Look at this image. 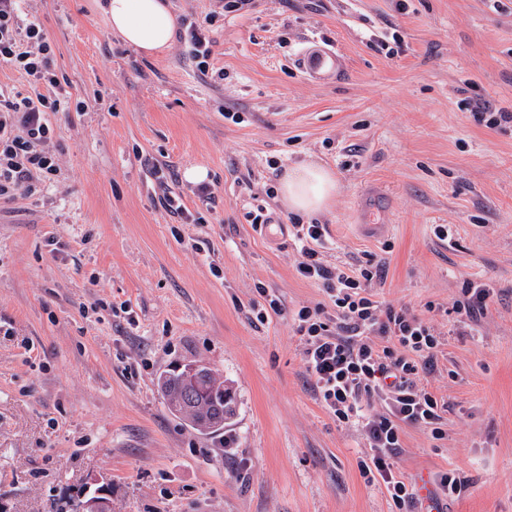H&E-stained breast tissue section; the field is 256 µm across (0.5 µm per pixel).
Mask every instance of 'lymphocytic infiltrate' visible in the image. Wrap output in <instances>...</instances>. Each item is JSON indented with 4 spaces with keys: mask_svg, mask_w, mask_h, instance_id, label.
Masks as SVG:
<instances>
[{
    "mask_svg": "<svg viewBox=\"0 0 512 512\" xmlns=\"http://www.w3.org/2000/svg\"><path fill=\"white\" fill-rule=\"evenodd\" d=\"M50 53L39 22L20 18L19 0H0V63L25 74L30 84L52 90L48 96H32L0 88L1 199L34 195L36 178L57 174L55 160L45 149L53 136L48 113L69 105L85 109L84 102H71L51 71ZM326 233L322 224L294 227L299 275L321 284L334 306L330 315L306 306L296 313L303 361L322 407L338 423L357 425L364 432L368 452L359 462L363 478L383 483L397 512H408L419 488L397 475L394 459L403 426L426 428L438 440L445 436L447 402L416 382L420 373L437 368L441 341L425 320L403 308H381L374 300L371 287L383 280L382 264H325L320 249ZM375 400L382 402V412H369Z\"/></svg>",
    "mask_w": 512,
    "mask_h": 512,
    "instance_id": "lymphocytic-infiltrate-1",
    "label": "lymphocytic infiltrate"
}]
</instances>
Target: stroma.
I'll return each instance as SVG.
<instances>
[{
  "label": "stroma",
  "mask_w": 512,
  "mask_h": 512,
  "mask_svg": "<svg viewBox=\"0 0 512 512\" xmlns=\"http://www.w3.org/2000/svg\"><path fill=\"white\" fill-rule=\"evenodd\" d=\"M229 2L170 0L208 25L203 69L180 39L154 57L126 46L95 0L20 4L86 109L50 113L43 192L0 200V512H74L94 481L112 512H395L360 473L361 429L318 404L305 369L293 315L330 304L296 271L307 222L327 227L326 264L384 263L376 300L441 337L418 382L447 400L446 436L404 427L395 467L470 485L415 512H512V124L478 111L512 113V0ZM306 160L339 182L308 217L275 194ZM256 205L271 230L248 223ZM472 282L493 296L464 323ZM262 288L283 311L261 323ZM195 363L236 398L223 430H196L158 389Z\"/></svg>",
  "instance_id": "35a3bbf8"
}]
</instances>
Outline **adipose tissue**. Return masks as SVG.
<instances>
[{
    "label": "adipose tissue",
    "instance_id": "obj_1",
    "mask_svg": "<svg viewBox=\"0 0 512 512\" xmlns=\"http://www.w3.org/2000/svg\"><path fill=\"white\" fill-rule=\"evenodd\" d=\"M101 9L113 34L147 56L166 52L175 37L177 19L169 0H103ZM338 190L334 173L315 161L287 169L277 192L295 213L329 211Z\"/></svg>",
    "mask_w": 512,
    "mask_h": 512
}]
</instances>
